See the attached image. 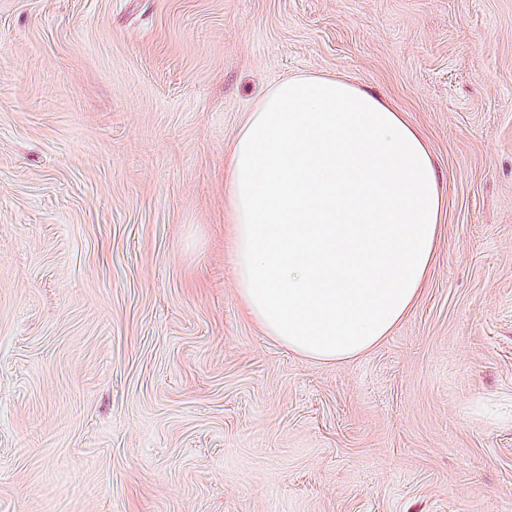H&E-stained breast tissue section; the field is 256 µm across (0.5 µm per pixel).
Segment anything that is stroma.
I'll list each match as a JSON object with an SVG mask.
<instances>
[{"mask_svg":"<svg viewBox=\"0 0 512 512\" xmlns=\"http://www.w3.org/2000/svg\"><path fill=\"white\" fill-rule=\"evenodd\" d=\"M296 73L385 95L444 196L341 363L235 279L224 153ZM0 512H512V0H0Z\"/></svg>","mask_w":512,"mask_h":512,"instance_id":"stroma-1","label":"stroma"}]
</instances>
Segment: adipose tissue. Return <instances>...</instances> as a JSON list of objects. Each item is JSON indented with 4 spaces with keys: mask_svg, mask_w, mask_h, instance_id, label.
<instances>
[{
    "mask_svg": "<svg viewBox=\"0 0 512 512\" xmlns=\"http://www.w3.org/2000/svg\"><path fill=\"white\" fill-rule=\"evenodd\" d=\"M235 274L266 336L321 362L376 347L436 255L431 152L383 96L333 76L266 89L231 142Z\"/></svg>",
    "mask_w": 512,
    "mask_h": 512,
    "instance_id": "obj_1",
    "label": "adipose tissue"
}]
</instances>
